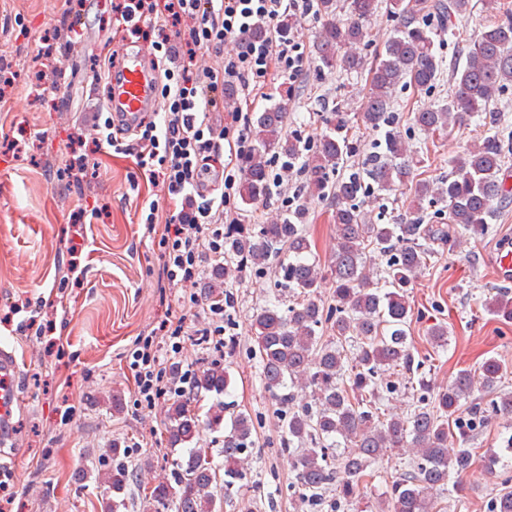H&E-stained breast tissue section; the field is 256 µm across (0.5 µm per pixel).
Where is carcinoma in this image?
Segmentation results:
<instances>
[{"mask_svg": "<svg viewBox=\"0 0 512 512\" xmlns=\"http://www.w3.org/2000/svg\"><path fill=\"white\" fill-rule=\"evenodd\" d=\"M381 6L397 18L398 25L384 42L383 51L369 70V88L357 113L363 123L375 128L388 123L399 87L429 91L442 73V61L434 49L433 32L420 20L424 11L442 18L462 16L469 0H348L345 17L336 15V0H319L323 17L313 45L315 59L326 67L341 65L357 71L364 65L358 46L366 37V24ZM493 20L472 39L464 66L456 69L448 104L414 112L413 123L426 135L449 130L464 117L489 111L491 103L512 86V8L501 0H484ZM350 113L336 108L328 120V132L319 141L307 163L309 193L330 199L331 221L336 229V250L330 263L335 305L328 308L315 298L326 275L311 260V242L306 231L307 212L302 204L259 229L235 224L224 234V267L212 269L204 288L220 299L223 278L231 264L248 261L265 266L280 257V286L299 301L283 310L277 304L257 310L251 332L257 346L260 377L272 398L281 405L297 399L295 390H310L312 404L288 412L283 424V445L297 455L296 481L302 495L322 499L333 480L332 461L338 459L350 480L342 493L360 496L359 485L367 468L386 448H408L416 465L392 486L387 512H437V495L443 493L451 475L461 476L474 463L472 448H458L448 455V420L461 400L475 389L497 395L496 408L512 418V392L500 389L502 363L495 357L482 361L479 373L458 371L442 389L434 404L423 403L406 416L381 417L373 400L376 376L401 367L413 370L415 355L405 330L410 308L404 289L413 285L429 266L431 251L420 240H448L452 236H476L487 230L496 205L507 198L499 175L506 159L504 141L483 136L466 153L451 161L448 176L421 179L415 167L421 163L401 134L385 132L384 147L369 160L367 175L380 191L396 185L413 190L412 214L406 224H367L356 200L370 193L357 172L339 174L351 150L348 132ZM288 113L273 105L258 113L250 131L251 151L242 161L241 204L254 206L270 193L266 156L292 161L302 154L301 141L286 134ZM337 174L336 179L330 175ZM448 204V227L424 223V204ZM390 255L384 286L372 279L367 253ZM487 308L504 320H512V300L499 295ZM330 325L336 341L321 342L318 329ZM358 342L347 358L345 346ZM230 384L228 367L212 362L193 373L190 386L178 392L167 411L170 447L185 450L176 460L177 488L160 483L151 499L174 512H213L218 485L217 466L207 448H199L201 428L224 430V487L245 476L244 461L254 446L250 416L226 413L216 401L205 418L192 408L201 396L223 395ZM503 447L485 455L490 471L512 462V423L506 426ZM136 474L121 461L112 466L107 480L114 496L107 512L125 508L121 494Z\"/></svg>", "mask_w": 512, "mask_h": 512, "instance_id": "1", "label": "carcinoma"}]
</instances>
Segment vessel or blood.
Segmentation results:
<instances>
[{
  "label": "vessel or blood",
  "mask_w": 512,
  "mask_h": 512,
  "mask_svg": "<svg viewBox=\"0 0 512 512\" xmlns=\"http://www.w3.org/2000/svg\"><path fill=\"white\" fill-rule=\"evenodd\" d=\"M152 60V54L142 48L125 49L120 54V75L111 80L104 103L107 111L127 126H136L144 113L155 109L158 91ZM17 375L14 355L0 346V421H9L12 415Z\"/></svg>",
  "instance_id": "b4317fda"
}]
</instances>
